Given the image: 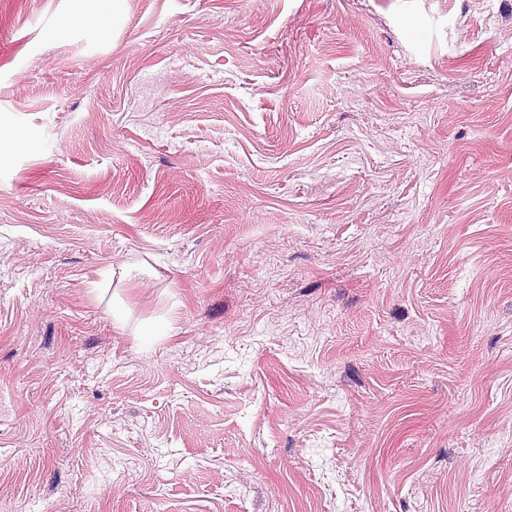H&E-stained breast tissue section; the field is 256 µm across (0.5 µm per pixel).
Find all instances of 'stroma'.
I'll return each instance as SVG.
<instances>
[{
    "label": "stroma",
    "instance_id": "35a3bbf8",
    "mask_svg": "<svg viewBox=\"0 0 512 512\" xmlns=\"http://www.w3.org/2000/svg\"><path fill=\"white\" fill-rule=\"evenodd\" d=\"M0 512H512V0H0Z\"/></svg>",
    "mask_w": 512,
    "mask_h": 512
}]
</instances>
